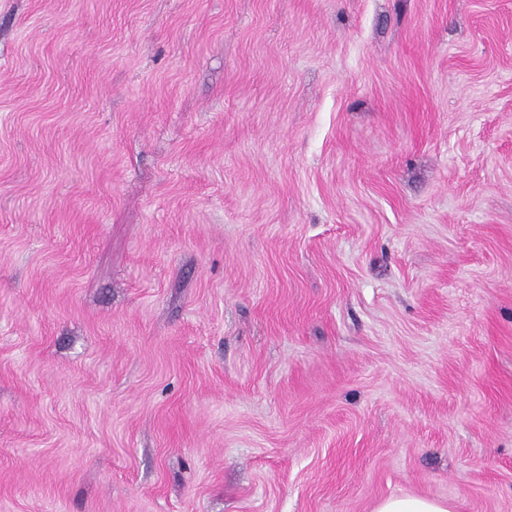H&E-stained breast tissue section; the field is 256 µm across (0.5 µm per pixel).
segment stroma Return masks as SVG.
I'll list each match as a JSON object with an SVG mask.
<instances>
[{
    "mask_svg": "<svg viewBox=\"0 0 512 512\" xmlns=\"http://www.w3.org/2000/svg\"><path fill=\"white\" fill-rule=\"evenodd\" d=\"M512 512V0H0V512ZM373 512H453L447 501L409 495L390 496L378 503Z\"/></svg>",
    "mask_w": 512,
    "mask_h": 512,
    "instance_id": "obj_1",
    "label": "stroma"
}]
</instances>
